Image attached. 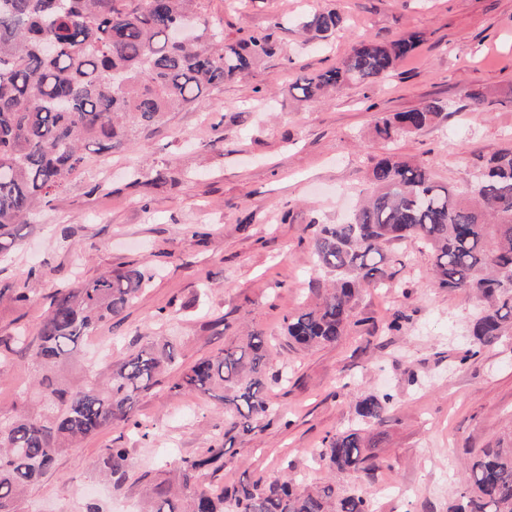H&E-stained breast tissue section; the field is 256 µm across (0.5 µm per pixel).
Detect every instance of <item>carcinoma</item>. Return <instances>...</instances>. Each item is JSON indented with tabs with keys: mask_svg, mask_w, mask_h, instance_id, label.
Masks as SVG:
<instances>
[{
	"mask_svg": "<svg viewBox=\"0 0 512 512\" xmlns=\"http://www.w3.org/2000/svg\"><path fill=\"white\" fill-rule=\"evenodd\" d=\"M203 0H0V254L23 238L29 219L64 191L97 154L121 149L176 110L198 106L224 84L276 53L274 21L260 31L224 38L202 15ZM334 10L316 11L303 29L325 41L341 25ZM420 36L362 41L341 63L300 76L292 89L304 104L330 98L351 83L386 80L411 55ZM442 107L428 102L381 118L376 138L390 142L434 124ZM312 254L333 277L315 306L285 318L301 348L333 344L361 323L354 301L383 285L386 247L407 239L432 254L429 276L450 291L469 292L488 306L471 325L476 350L499 344L512 329V150L492 156L460 189L439 184L428 167L387 155L370 169L361 204L343 224H319ZM152 276L118 267L53 289L36 334L13 337L33 359L39 407L0 413V512H21L29 489L53 473L58 459L103 429L132 421L134 399L159 383L175 357L153 342L71 381L63 375L84 341L118 319ZM268 342L252 330L237 345L186 367L171 390L204 392L224 404V436L185 458L181 482L147 490L149 512H370L371 498L334 479L314 485L288 480L232 489L197 482L224 466L225 448L278 417L267 397ZM390 396L357 401L362 424L386 421ZM371 436L359 426L324 439L317 457L339 473L369 477L380 462L366 453ZM128 451L103 449L96 469L125 476ZM449 512H512V447L484 448L451 490Z\"/></svg>",
	"mask_w": 512,
	"mask_h": 512,
	"instance_id": "cac0c4a2",
	"label": "carcinoma"
}]
</instances>
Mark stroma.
Here are the masks:
<instances>
[{
    "label": "stroma",
    "mask_w": 512,
    "mask_h": 512,
    "mask_svg": "<svg viewBox=\"0 0 512 512\" xmlns=\"http://www.w3.org/2000/svg\"><path fill=\"white\" fill-rule=\"evenodd\" d=\"M314 9L343 23L325 43L302 45ZM205 16L236 37L272 21L275 55L225 84L202 106L172 113L130 148L92 155L67 190L30 222L0 260V288H17L29 267L46 270L47 287L91 279L120 265L154 278L124 313L85 344L73 372L99 370L146 342L174 343L166 379L139 396L138 427L115 425L64 456L53 475L32 486L23 512H143L146 481H178L183 458L205 452L224 432V408L211 396L177 394L181 370L218 353L253 328L271 350L267 394L281 421L238 441L203 485H238L286 476L320 481L311 455L326 435L357 423L355 404L392 397L389 418L373 426L370 452L383 466L372 477L341 476L361 486L378 512H448L450 489L481 449L512 439V334L469 357L468 326L478 299L436 288L431 256L415 240L389 248L385 287L363 291L355 327L336 344L298 351L284 316L315 303L327 286L314 268L310 219L344 222L366 172L382 154L424 162L434 180L464 187L478 157L512 149V0H245L239 11L206 0ZM419 34L395 75L352 84L302 110L291 85L300 75L335 67L365 40ZM487 88L475 111L466 93ZM438 102L441 119L386 144L374 139L379 117ZM163 183H155L156 174ZM47 300H0V339L36 331ZM402 315L400 331L387 329ZM33 361L17 349L0 367V411L31 405ZM128 449L125 480L97 482L102 449Z\"/></svg>",
    "instance_id": "stroma-1"
}]
</instances>
